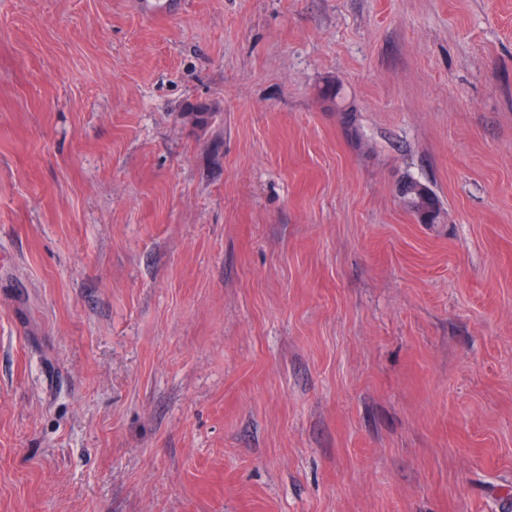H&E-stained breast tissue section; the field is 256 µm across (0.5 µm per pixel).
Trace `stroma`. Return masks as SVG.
Masks as SVG:
<instances>
[{
	"label": "stroma",
	"mask_w": 512,
	"mask_h": 512,
	"mask_svg": "<svg viewBox=\"0 0 512 512\" xmlns=\"http://www.w3.org/2000/svg\"><path fill=\"white\" fill-rule=\"evenodd\" d=\"M0 512H512V0H0ZM400 193L407 208L421 223H438L441 215L440 202L428 187L413 178H407L401 185Z\"/></svg>",
	"instance_id": "35a3bbf8"
}]
</instances>
